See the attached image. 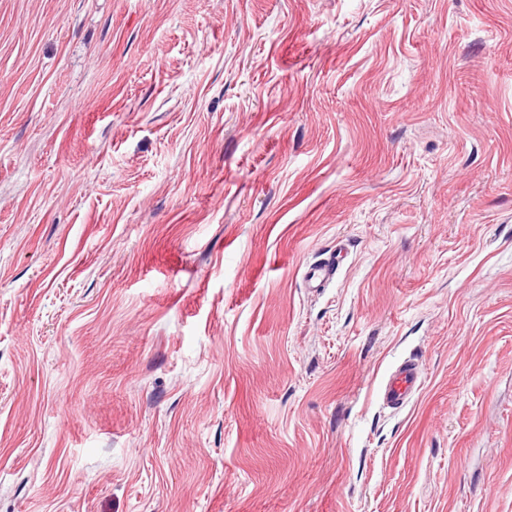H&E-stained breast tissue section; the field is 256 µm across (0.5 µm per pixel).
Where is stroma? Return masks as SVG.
I'll return each instance as SVG.
<instances>
[{"label":"stroma","mask_w":512,"mask_h":512,"mask_svg":"<svg viewBox=\"0 0 512 512\" xmlns=\"http://www.w3.org/2000/svg\"><path fill=\"white\" fill-rule=\"evenodd\" d=\"M0 512H512V0H0ZM338 266L339 264L336 265V256L330 254L307 268L304 281L309 288H323L333 280ZM419 368L412 361L398 365L388 376L381 390L383 404L393 410L406 406L419 386Z\"/></svg>","instance_id":"obj_1"}]
</instances>
